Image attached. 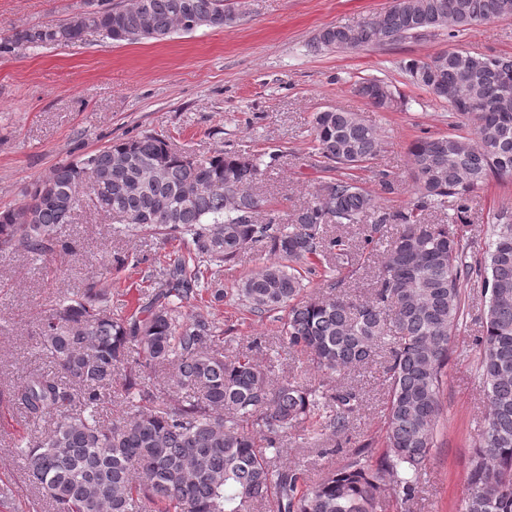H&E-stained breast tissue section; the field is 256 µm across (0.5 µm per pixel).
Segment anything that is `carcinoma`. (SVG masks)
I'll return each instance as SVG.
<instances>
[{
  "instance_id": "carcinoma-1",
  "label": "carcinoma",
  "mask_w": 512,
  "mask_h": 512,
  "mask_svg": "<svg viewBox=\"0 0 512 512\" xmlns=\"http://www.w3.org/2000/svg\"><path fill=\"white\" fill-rule=\"evenodd\" d=\"M499 0H397L384 15L357 27H330L313 42L318 52L382 47L448 37L474 23L500 19ZM237 20L233 0H138L121 11L111 4L63 22L21 29L0 41L62 46L94 30L117 43L138 42L142 22L152 41L192 32V24L222 29ZM448 51L405 64L409 77L437 70L453 94L448 110L474 127L476 144L456 134L417 139L409 146L417 199L388 211L359 185L354 170L374 160L378 129L356 113H315L310 129L311 167L344 176L320 183L317 195L292 214L263 210L253 186L278 158L222 149L197 158L147 133L62 163L37 182L29 199L0 210V252L45 258L73 249L58 236L82 206L118 218L119 236L152 233L181 242L155 293L125 314L107 305L105 289L91 282L50 309L40 326L41 348L54 364L32 370L12 395L40 435L21 438L15 453L28 480L52 512H376L395 478L392 494L413 500L426 474L440 412L443 374L452 333L464 318L462 283L477 277L489 292L477 372L485 392L487 424L471 458L468 495L461 512H512V224H498L485 267L466 260L455 225L468 223L471 194L491 177H512V56ZM389 91L377 98V86ZM374 107L398 104L379 77L355 82ZM455 208L442 224L426 214L448 199ZM328 224H360L363 246L386 243L374 297L357 302L336 295H305V274L332 269L348 257L345 241L328 238ZM398 224L395 236L387 225ZM253 250L272 256L236 288L250 314L280 323L288 350L307 357L331 378L373 361L376 347L393 338L389 395L384 412L385 449L375 460L361 448L350 461L313 486L296 465H283L285 438L299 432L310 444L345 431L359 412L354 388L327 394L312 384H270L248 353L224 356V332L204 314L183 308L207 294L224 300L216 272ZM134 358L122 384L133 409L107 424L102 391L116 369ZM151 365H170L168 387L146 378ZM138 472L133 477L132 471Z\"/></svg>"
}]
</instances>
